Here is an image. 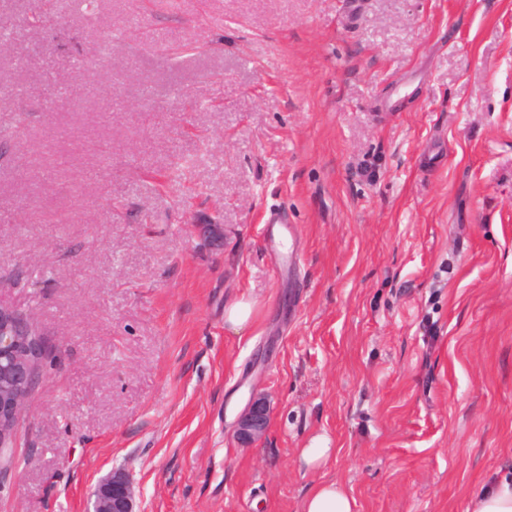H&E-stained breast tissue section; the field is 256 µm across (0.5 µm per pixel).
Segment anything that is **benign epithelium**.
Wrapping results in <instances>:
<instances>
[{
	"label": "benign epithelium",
	"mask_w": 512,
	"mask_h": 512,
	"mask_svg": "<svg viewBox=\"0 0 512 512\" xmlns=\"http://www.w3.org/2000/svg\"><path fill=\"white\" fill-rule=\"evenodd\" d=\"M28 323L12 306L0 303V436L15 431L21 414L38 382L33 359L46 354L41 339L27 329ZM270 407L258 397L238 417L237 439L251 444L268 428ZM91 512H136L133 483L128 473L114 470L103 477L91 495Z\"/></svg>",
	"instance_id": "benign-epithelium-1"
}]
</instances>
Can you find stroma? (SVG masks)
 Instances as JSON below:
<instances>
[{"label":"stroma","instance_id":"35a3bbf8","mask_svg":"<svg viewBox=\"0 0 512 512\" xmlns=\"http://www.w3.org/2000/svg\"><path fill=\"white\" fill-rule=\"evenodd\" d=\"M34 5L0 0V130L33 112L0 303L49 354L0 512H88L114 469L137 512H302L325 480L465 512L512 466V0H52V32ZM256 316V303L248 298H241L224 310V328L235 334L248 329ZM269 413L270 407L265 398L253 399L237 419L235 425L237 439L245 445L261 439L268 428ZM328 439L318 436L307 448L300 449V461L307 468H320L326 465L334 456L335 448H330Z\"/></svg>","mask_w":512,"mask_h":512}]
</instances>
